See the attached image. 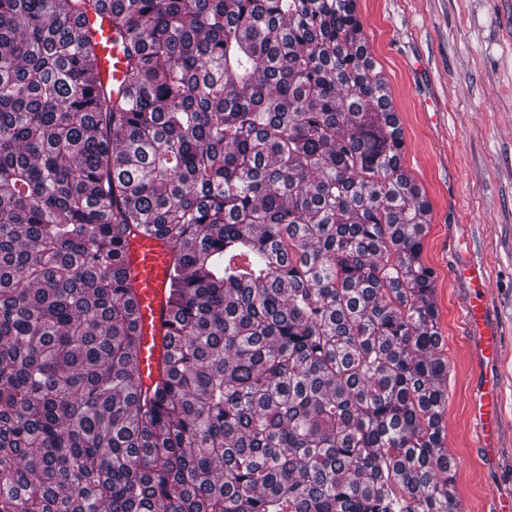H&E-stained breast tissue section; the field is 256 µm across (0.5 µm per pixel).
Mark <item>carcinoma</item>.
I'll use <instances>...</instances> for the list:
<instances>
[{"label": "carcinoma", "mask_w": 512, "mask_h": 512, "mask_svg": "<svg viewBox=\"0 0 512 512\" xmlns=\"http://www.w3.org/2000/svg\"><path fill=\"white\" fill-rule=\"evenodd\" d=\"M404 149L357 0H0V512H457ZM83 29L88 35L95 40L101 42L100 44V57H101V78L104 87L112 86V91L115 94L120 89L121 80V54L119 46L114 42L115 35L112 33V41L109 37L108 18L101 14L99 18L91 13L88 17L87 24ZM129 269L136 278L135 311L141 341L138 370L146 384L156 380L164 366L169 307L165 283L171 249L161 240L138 237L127 245Z\"/></svg>", "instance_id": "obj_1"}]
</instances>
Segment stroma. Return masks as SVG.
Masks as SVG:
<instances>
[{
  "label": "stroma",
  "mask_w": 512,
  "mask_h": 512,
  "mask_svg": "<svg viewBox=\"0 0 512 512\" xmlns=\"http://www.w3.org/2000/svg\"><path fill=\"white\" fill-rule=\"evenodd\" d=\"M371 52L406 143L403 166L431 205L422 262L434 273L439 352L448 362L443 420L461 512L512 495V0H360ZM488 272L500 363L478 366L462 334L466 282ZM500 388V444L483 448L469 410L479 373Z\"/></svg>",
  "instance_id": "1"
}]
</instances>
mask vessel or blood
I'll return each instance as SVG.
<instances>
[{
  "mask_svg": "<svg viewBox=\"0 0 512 512\" xmlns=\"http://www.w3.org/2000/svg\"><path fill=\"white\" fill-rule=\"evenodd\" d=\"M86 30L100 43L103 85L119 88L121 54L118 44L110 39L107 17L89 15ZM170 256L169 245L161 240L139 237L127 245L128 265L136 278L135 311L141 337L138 370L148 383L159 377L164 366L169 320L164 288ZM457 274L471 288L465 319L468 332L474 339L475 354L484 362H496L500 354V333L487 318L486 268L483 263L471 261L459 267ZM470 409L478 421L483 447H494L502 420L498 386L489 380L480 382L470 397Z\"/></svg>",
  "mask_w": 512,
  "mask_h": 512,
  "instance_id": "obj_1",
  "label": "vessel or blood"
}]
</instances>
